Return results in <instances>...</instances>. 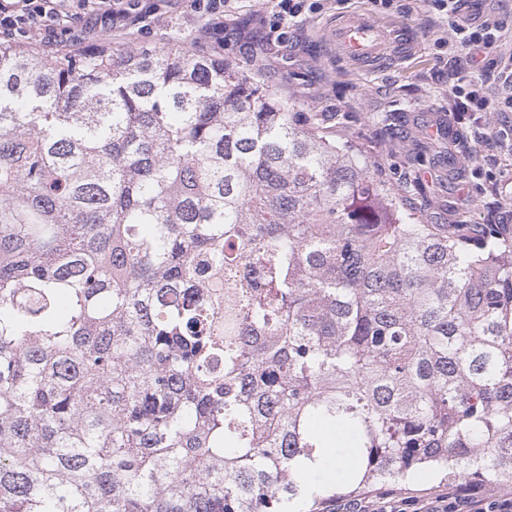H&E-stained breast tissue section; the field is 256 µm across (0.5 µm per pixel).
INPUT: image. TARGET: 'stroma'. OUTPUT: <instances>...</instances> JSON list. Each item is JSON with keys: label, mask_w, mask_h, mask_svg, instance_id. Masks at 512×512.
<instances>
[{"label": "stroma", "mask_w": 512, "mask_h": 512, "mask_svg": "<svg viewBox=\"0 0 512 512\" xmlns=\"http://www.w3.org/2000/svg\"><path fill=\"white\" fill-rule=\"evenodd\" d=\"M390 20L413 48L400 58L358 66L339 56L329 39L337 18L371 14L369 0H336L331 8L298 20L287 40L269 38V0H233L222 17L184 16L180 8L155 13L143 0L142 17L114 26L89 23L91 38L111 50L155 51L185 47L217 53L250 69L296 111L314 112L327 132L350 141L369 174L388 183L404 210L430 224L512 222V149L478 142V125L512 130V112L474 118L450 109L452 84L479 77L499 95L512 93L501 69L440 62L434 19L412 0H401Z\"/></svg>", "instance_id": "obj_1"}]
</instances>
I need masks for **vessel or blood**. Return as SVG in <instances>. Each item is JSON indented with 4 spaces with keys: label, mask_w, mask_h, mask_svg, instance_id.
I'll use <instances>...</instances> for the list:
<instances>
[{
    "label": "vessel or blood",
    "mask_w": 512,
    "mask_h": 512,
    "mask_svg": "<svg viewBox=\"0 0 512 512\" xmlns=\"http://www.w3.org/2000/svg\"><path fill=\"white\" fill-rule=\"evenodd\" d=\"M394 34L392 22H380L362 14L344 16L331 32L337 48L358 64L382 58L392 48Z\"/></svg>",
    "instance_id": "vessel-or-blood-1"
}]
</instances>
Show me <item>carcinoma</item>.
<instances>
[{
    "mask_svg": "<svg viewBox=\"0 0 512 512\" xmlns=\"http://www.w3.org/2000/svg\"><path fill=\"white\" fill-rule=\"evenodd\" d=\"M435 473L512 484L508 225L400 213L228 61L0 45V512H322Z\"/></svg>",
    "mask_w": 512,
    "mask_h": 512,
    "instance_id": "1",
    "label": "carcinoma"
}]
</instances>
